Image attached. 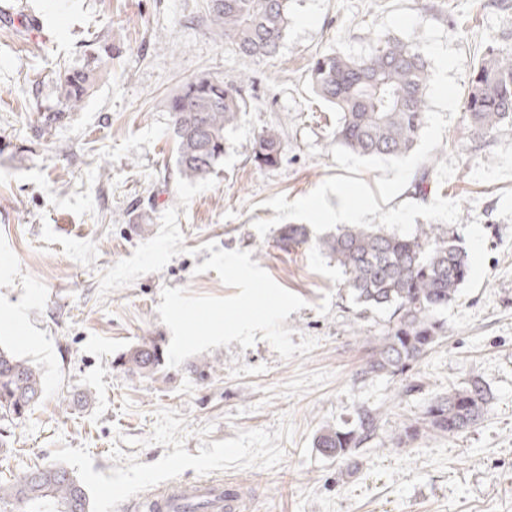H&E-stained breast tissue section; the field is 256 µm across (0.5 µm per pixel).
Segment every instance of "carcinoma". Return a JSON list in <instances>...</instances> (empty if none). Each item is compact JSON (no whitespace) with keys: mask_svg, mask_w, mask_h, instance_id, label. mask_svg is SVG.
Masks as SVG:
<instances>
[{"mask_svg":"<svg viewBox=\"0 0 512 512\" xmlns=\"http://www.w3.org/2000/svg\"><path fill=\"white\" fill-rule=\"evenodd\" d=\"M204 15L214 35L241 57H272L288 28V0H221L217 7L205 5ZM89 80L82 71L59 76L65 107L43 115L44 123L51 125L64 113L77 111ZM244 81V74L231 82L199 76L170 98L176 165L183 177L204 180L224 159L226 132L246 111ZM305 81L337 112L336 143L361 157L410 153L430 120V66L414 41L379 34L366 56L319 54L310 63ZM464 115L479 139L512 125V47L488 43L465 92ZM282 153L281 131L268 128L256 140L253 160L260 168L274 167ZM305 238L304 227L290 224L282 230L280 242L286 248ZM320 246L343 269L345 288L363 311L390 312L360 376L409 372L444 336L438 312L457 300L469 279L467 253L453 235L439 233L431 225L408 235L380 224H348ZM117 364L133 374L153 376L162 370L164 353L155 342L143 341L124 352ZM42 392L38 367L1 347L0 418H24ZM490 402L485 381L474 375L435 394L422 415L405 425L396 445L423 434L458 436L485 416ZM378 420V410L361 407L352 427L322 428L315 447L340 461L349 474L355 467L354 452L377 436ZM0 512H91V505L84 485L67 469L42 465L0 481Z\"/></svg>","mask_w":512,"mask_h":512,"instance_id":"obj_1","label":"carcinoma"}]
</instances>
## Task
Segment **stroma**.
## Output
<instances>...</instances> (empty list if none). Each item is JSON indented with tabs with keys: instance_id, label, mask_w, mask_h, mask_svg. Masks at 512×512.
Returning <instances> with one entry per match:
<instances>
[{
	"instance_id": "obj_1",
	"label": "stroma",
	"mask_w": 512,
	"mask_h": 512,
	"mask_svg": "<svg viewBox=\"0 0 512 512\" xmlns=\"http://www.w3.org/2000/svg\"><path fill=\"white\" fill-rule=\"evenodd\" d=\"M202 4L0 0V345L37 364L44 385L24 419H0V480L64 466L91 512H136L153 489L203 477L234 481L241 512H512V127L480 140L463 112L483 43L512 46V0H288L278 54L250 61L214 36ZM303 15L312 23L299 25ZM380 33L425 50L431 117L409 155L367 159L337 144L336 114L304 75L316 54L363 56ZM64 70L93 84L79 111L44 124L62 105ZM242 72L247 108L226 134L216 185L178 214L184 253L100 295V274L178 203L169 99L197 75ZM270 127L284 150L261 168L252 154ZM430 160L422 199L412 183ZM340 214L401 234L432 224L469 255V280L440 312L445 339L406 375H359L388 315L360 313L318 246ZM289 224L308 240L286 250ZM209 242L250 251L306 301L285 325L293 343L316 338L315 350L284 360L266 341H235L152 377L118 367L142 339L169 346L163 288L233 295L215 271H195ZM473 375L492 394L483 420L395 446L434 394ZM361 407L381 419L349 476L314 438L352 426Z\"/></svg>"
}]
</instances>
